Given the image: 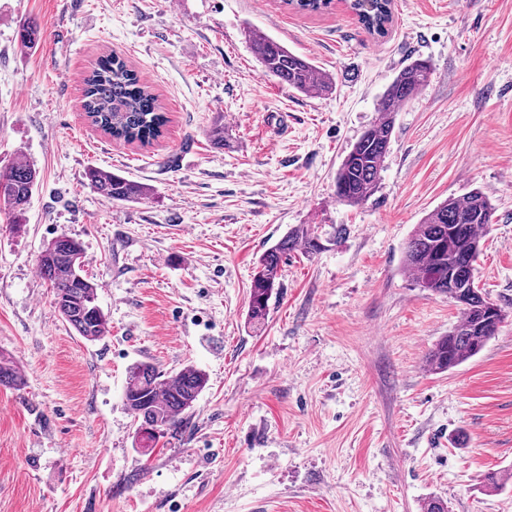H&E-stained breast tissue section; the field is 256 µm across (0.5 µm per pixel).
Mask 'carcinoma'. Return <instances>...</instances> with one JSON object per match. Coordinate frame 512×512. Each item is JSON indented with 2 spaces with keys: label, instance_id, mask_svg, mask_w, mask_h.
<instances>
[{
  "label": "carcinoma",
  "instance_id": "carcinoma-1",
  "mask_svg": "<svg viewBox=\"0 0 512 512\" xmlns=\"http://www.w3.org/2000/svg\"><path fill=\"white\" fill-rule=\"evenodd\" d=\"M298 12L321 13L327 0H284ZM352 12L368 31L384 35L393 21L392 0L350 2ZM35 22H27L17 37L24 47L39 41ZM263 71L289 88L309 97L332 89L333 78L310 60L288 50L256 29L246 32ZM428 62L418 58L403 67L379 97L377 118L363 132L343 159L336 173V198L360 205L377 190L389 153L396 112L427 83ZM84 111L92 124L115 139L148 143L159 137L166 117L155 94L118 54L101 58L85 80ZM86 179L99 194L112 202L136 203L150 188L140 182L100 168H90ZM39 182V171L19 159L0 167V202L16 214L24 212ZM495 207L482 192L473 190L451 198L427 213L406 243L404 267L420 287L452 299L460 319L428 352L426 366L435 373L451 370L477 355L497 335L505 311L479 288L475 262L482 239L494 223ZM324 248L315 228L302 224L288 232L259 258L249 293L247 321L261 326L269 302L280 287L283 257L297 251L314 254ZM39 273L54 292L55 310L87 341L106 333L105 315L98 305L97 285L84 270L80 242L60 235L48 242L39 257ZM25 377L16 363L0 354V385L20 388ZM207 384L206 375L192 365L166 372L150 362L130 368L124 389V405L133 420L155 430L141 444L153 448L160 439L178 434L183 415L191 409Z\"/></svg>",
  "mask_w": 512,
  "mask_h": 512
}]
</instances>
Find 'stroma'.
<instances>
[{"label": "stroma", "mask_w": 512, "mask_h": 512, "mask_svg": "<svg viewBox=\"0 0 512 512\" xmlns=\"http://www.w3.org/2000/svg\"><path fill=\"white\" fill-rule=\"evenodd\" d=\"M36 21L41 39L16 33ZM271 36L333 77L310 98L268 76L245 37ZM122 55L168 119L129 144L85 115V78ZM428 82L395 116L377 191L336 198V172L415 58ZM224 123V144L210 129ZM33 163L22 216L0 205V512H512V0H395L385 36L343 0H0V166ZM97 167L148 184L109 201ZM480 189L496 209L476 278L506 319L460 366L432 345L459 320L403 267L416 224ZM327 245L289 257L261 331L252 268L288 230ZM79 241L107 333L58 315L38 259ZM191 365L208 383L181 433L134 442L128 369ZM490 473L506 476L486 487ZM25 384V377L16 363L10 358L0 354V385L11 388H20Z\"/></svg>", "instance_id": "stroma-1"}]
</instances>
